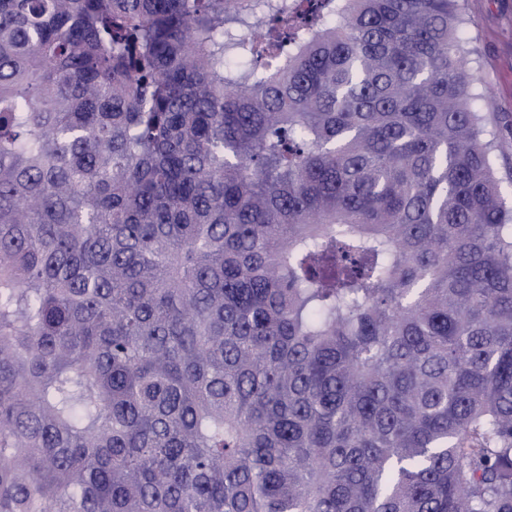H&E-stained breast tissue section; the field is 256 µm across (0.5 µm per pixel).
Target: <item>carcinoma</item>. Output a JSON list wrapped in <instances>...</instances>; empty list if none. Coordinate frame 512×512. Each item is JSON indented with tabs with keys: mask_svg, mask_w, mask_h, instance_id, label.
<instances>
[{
	"mask_svg": "<svg viewBox=\"0 0 512 512\" xmlns=\"http://www.w3.org/2000/svg\"><path fill=\"white\" fill-rule=\"evenodd\" d=\"M465 21L0 0V512H512Z\"/></svg>",
	"mask_w": 512,
	"mask_h": 512,
	"instance_id": "1",
	"label": "carcinoma"
}]
</instances>
